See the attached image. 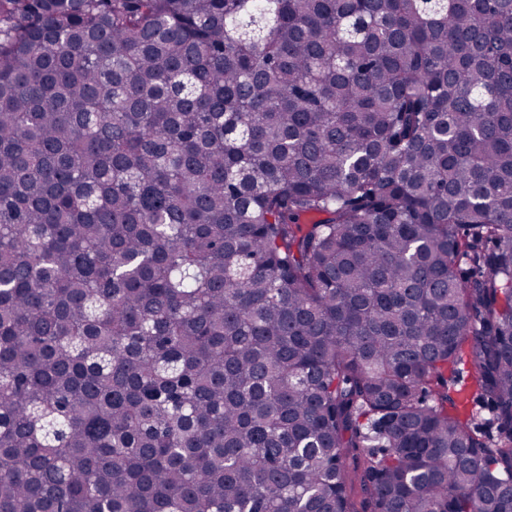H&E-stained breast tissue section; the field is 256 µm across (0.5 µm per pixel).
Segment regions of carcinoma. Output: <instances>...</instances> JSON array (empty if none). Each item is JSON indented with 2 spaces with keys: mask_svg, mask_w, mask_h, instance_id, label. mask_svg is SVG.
<instances>
[{
  "mask_svg": "<svg viewBox=\"0 0 512 512\" xmlns=\"http://www.w3.org/2000/svg\"><path fill=\"white\" fill-rule=\"evenodd\" d=\"M349 457L512 512V0H0V512H359ZM455 379L453 396L455 398V407L448 406V411L453 414L464 416L466 413L474 412L477 414L480 427V433L486 440H492L497 436L496 426L491 421V415L488 410L481 408L474 401L475 374L469 368V365L461 363L455 367Z\"/></svg>",
  "mask_w": 512,
  "mask_h": 512,
  "instance_id": "cac0c4a2",
  "label": "carcinoma"
}]
</instances>
